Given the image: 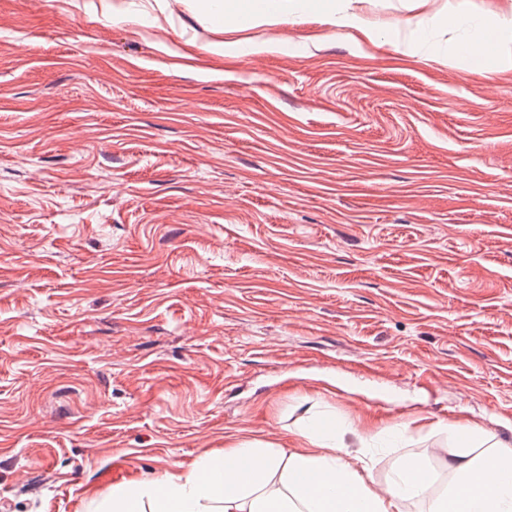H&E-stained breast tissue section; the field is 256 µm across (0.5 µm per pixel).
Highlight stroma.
Returning <instances> with one entry per match:
<instances>
[{
	"label": "stroma",
	"instance_id": "obj_1",
	"mask_svg": "<svg viewBox=\"0 0 512 512\" xmlns=\"http://www.w3.org/2000/svg\"><path fill=\"white\" fill-rule=\"evenodd\" d=\"M353 0L384 31L447 4ZM287 40L276 53L245 42ZM412 422L381 483L512 444V63L205 0H0V512L235 438ZM285 1V2H282ZM298 0H279L273 9L260 7L257 2L244 4H233V0L220 1L222 3L215 5V15L224 16V23L234 22L242 29L261 26V25H279L290 23L294 13L293 2ZM288 3V6H287Z\"/></svg>",
	"mask_w": 512,
	"mask_h": 512
}]
</instances>
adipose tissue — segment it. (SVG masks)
I'll return each mask as SVG.
<instances>
[{"instance_id":"obj_1","label":"adipose tissue","mask_w":512,"mask_h":512,"mask_svg":"<svg viewBox=\"0 0 512 512\" xmlns=\"http://www.w3.org/2000/svg\"><path fill=\"white\" fill-rule=\"evenodd\" d=\"M350 2L326 0L324 23L377 41L378 32ZM215 11L246 29L288 23L294 8L285 0H277L270 10L256 0H221ZM446 22L463 35L451 49L436 48L423 19L405 22L393 38L427 60L451 64L463 58L478 74L492 73L512 60V0H506L496 20L456 7L449 9ZM408 431L405 423L378 434L361 428L355 455L342 435L311 427L297 430L298 450L241 439L223 453L175 463L154 476L113 487L111 505L100 512H403L414 499L426 503V512H512V448L482 430L449 427V434L462 443L445 463L454 480L443 493L433 494V475L415 457L405 458L384 483H376L371 476L374 439L389 444Z\"/></svg>"}]
</instances>
